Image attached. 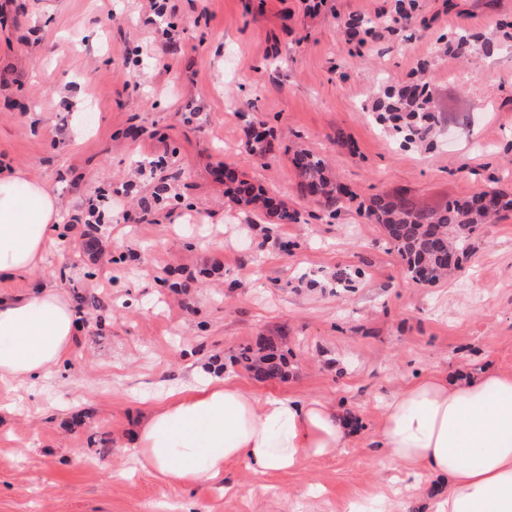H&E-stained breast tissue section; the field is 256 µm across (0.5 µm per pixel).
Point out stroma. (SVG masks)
I'll return each mask as SVG.
<instances>
[{
	"mask_svg": "<svg viewBox=\"0 0 512 512\" xmlns=\"http://www.w3.org/2000/svg\"><path fill=\"white\" fill-rule=\"evenodd\" d=\"M394 0H170L147 23L140 0H5L0 6V165L45 182L65 246L38 276L73 302V358L22 385L0 422V512H350L396 488L377 464L386 400L421 372L512 373V210L471 237L459 275L420 285L372 199L404 193L441 210L496 189L512 198V0H418L391 30ZM377 39L351 49L344 22ZM174 25L166 44L160 28ZM485 46L456 58L448 43ZM441 110L414 142L379 115L411 71ZM274 128L265 152L252 130ZM322 157L349 196L336 217L299 191L296 149ZM287 200L294 221L233 202L222 171ZM126 188L106 224L69 218ZM149 201L152 223L132 218ZM283 337L286 380L236 365L241 347ZM218 362L256 396L330 402L352 419L335 454L234 489L168 485L127 451L141 393Z\"/></svg>",
	"mask_w": 512,
	"mask_h": 512,
	"instance_id": "1",
	"label": "stroma"
}]
</instances>
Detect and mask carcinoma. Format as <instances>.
<instances>
[{
    "mask_svg": "<svg viewBox=\"0 0 512 512\" xmlns=\"http://www.w3.org/2000/svg\"><path fill=\"white\" fill-rule=\"evenodd\" d=\"M300 173V191L315 193V200L326 211L337 214L343 206V199L336 193V185L324 174V162L308 153H298L294 158ZM486 197L479 192L467 199L456 200L443 210L418 206L412 199L398 196L386 201L373 200L367 208L376 223L386 228L394 247L406 260L408 269L423 263L435 268L436 281L448 273L438 265V255L446 250L459 256H466L471 249V235L478 225L484 223L492 213L476 203ZM235 363L260 380H284L288 377V359L282 353L279 342L260 336L254 345L241 348L235 356Z\"/></svg>",
    "mask_w": 512,
    "mask_h": 512,
    "instance_id": "cac0c4a2",
    "label": "carcinoma"
}]
</instances>
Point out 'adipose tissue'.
I'll return each instance as SVG.
<instances>
[{
	"mask_svg": "<svg viewBox=\"0 0 512 512\" xmlns=\"http://www.w3.org/2000/svg\"><path fill=\"white\" fill-rule=\"evenodd\" d=\"M59 229L47 185L0 169V277L30 279L27 293L0 292V387L38 379L76 349L75 310L36 275ZM349 438L345 415L326 401L259 398L234 375L195 365L186 385L147 407L132 453L186 487L223 479L231 458L260 475L291 471ZM378 443L382 465L439 487L427 512H512V374L423 373L386 403Z\"/></svg>",
	"mask_w": 512,
	"mask_h": 512,
	"instance_id": "1",
	"label": "adipose tissue"
}]
</instances>
